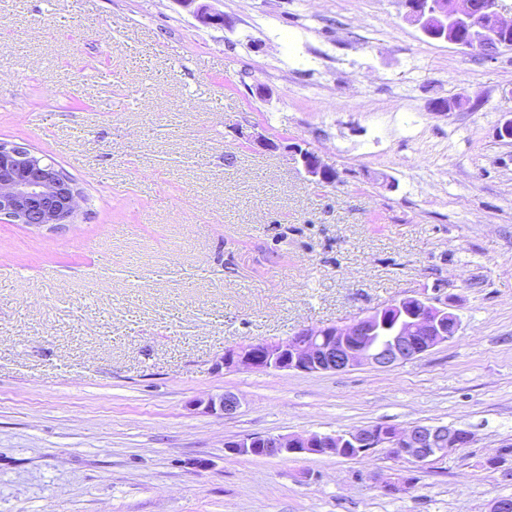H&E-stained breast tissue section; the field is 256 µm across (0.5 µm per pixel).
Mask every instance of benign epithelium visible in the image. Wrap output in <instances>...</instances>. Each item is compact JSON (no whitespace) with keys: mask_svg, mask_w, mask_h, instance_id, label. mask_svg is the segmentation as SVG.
Returning a JSON list of instances; mask_svg holds the SVG:
<instances>
[{"mask_svg":"<svg viewBox=\"0 0 512 512\" xmlns=\"http://www.w3.org/2000/svg\"><path fill=\"white\" fill-rule=\"evenodd\" d=\"M404 19L429 39L445 41L492 59L512 47V22L498 12V0H404ZM204 26H226L221 12L206 5L194 9ZM309 181L333 185L336 172L320 157L297 145L288 147ZM81 191L54 165L28 148L0 142V216L40 229L69 224L80 209ZM448 296H405L344 326L304 328L278 341L240 345L224 351V368L289 370L302 373L346 371L360 365L386 369L417 358L453 339L460 329ZM204 412L230 417L240 406L232 393L197 403ZM472 434L448 425L417 424L409 428L375 424L342 434L308 436L250 435L225 443L232 455H333L349 448L364 456L379 448H397L414 464L471 444Z\"/></svg>","mask_w":512,"mask_h":512,"instance_id":"obj_1","label":"benign epithelium"}]
</instances>
